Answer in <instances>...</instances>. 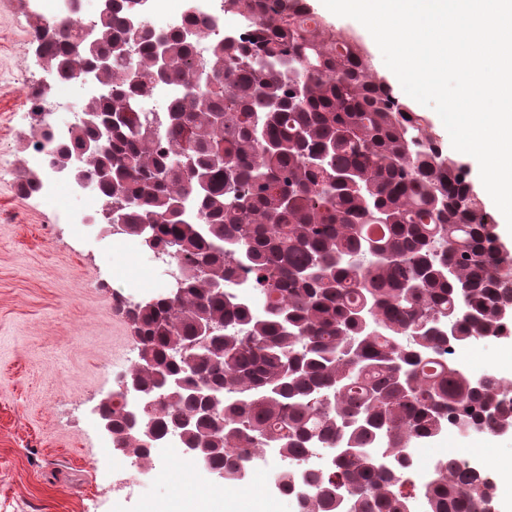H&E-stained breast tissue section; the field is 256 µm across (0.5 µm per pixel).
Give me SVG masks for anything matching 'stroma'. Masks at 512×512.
Listing matches in <instances>:
<instances>
[{"label":"stroma","instance_id":"35a3bbf8","mask_svg":"<svg viewBox=\"0 0 512 512\" xmlns=\"http://www.w3.org/2000/svg\"><path fill=\"white\" fill-rule=\"evenodd\" d=\"M42 0H0V512H287L246 482L235 501L221 483L191 478L153 456L141 492L115 486L117 454L103 441L93 407L115 391L138 350L126 318L112 301L116 273L97 227L77 233L64 213L78 208L60 179L51 178L55 204L25 196L19 184L39 170L35 117L26 89L45 72L31 44ZM324 22L357 43L395 94L403 89L373 37L356 20ZM445 154L464 164L483 192L476 159L456 151L430 107L413 103ZM149 285L144 265L120 273Z\"/></svg>","mask_w":512,"mask_h":512}]
</instances>
